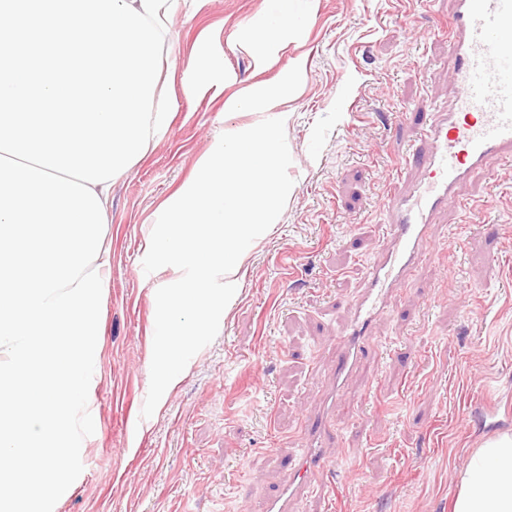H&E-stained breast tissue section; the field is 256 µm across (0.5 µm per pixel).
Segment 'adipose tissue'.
<instances>
[{
    "instance_id": "ef3b65f1",
    "label": "adipose tissue",
    "mask_w": 512,
    "mask_h": 512,
    "mask_svg": "<svg viewBox=\"0 0 512 512\" xmlns=\"http://www.w3.org/2000/svg\"><path fill=\"white\" fill-rule=\"evenodd\" d=\"M312 5L313 0H276L275 8L249 19L236 49L250 57L255 73L270 67L283 37L307 22ZM223 57V49L208 34H200L195 55L179 72L184 95L200 97L223 87L227 72L217 65ZM452 512H512V434L485 440L471 454L459 475Z\"/></svg>"
}]
</instances>
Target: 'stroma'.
Masks as SVG:
<instances>
[{
    "label": "stroma",
    "mask_w": 512,
    "mask_h": 512,
    "mask_svg": "<svg viewBox=\"0 0 512 512\" xmlns=\"http://www.w3.org/2000/svg\"><path fill=\"white\" fill-rule=\"evenodd\" d=\"M267 0H210L168 24L158 89L177 112L147 156L117 178L110 254L89 388L95 431L55 512H254L286 483L314 412L335 382L340 332L381 247L382 203L418 142V113L445 103L451 0H315L308 24L255 75L230 50ZM227 45L224 96L188 99L167 81L202 31ZM304 79L287 103L294 188L248 260L216 338L150 417L159 274L142 260L159 205L225 128V95ZM432 229L437 253L373 323L378 373L353 377L336 410L326 472H310L308 512H451L459 474L489 438L512 434V160L495 161Z\"/></svg>",
    "instance_id": "35a3bbf8"
}]
</instances>
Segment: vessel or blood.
I'll return each instance as SVG.
<instances>
[{"label": "vessel or blood", "mask_w": 512, "mask_h": 512, "mask_svg": "<svg viewBox=\"0 0 512 512\" xmlns=\"http://www.w3.org/2000/svg\"><path fill=\"white\" fill-rule=\"evenodd\" d=\"M448 17V61L457 94L423 114L421 146L409 151L411 176L387 198L392 222L385 250L370 264L358 313L343 336L336 382L344 384L368 366L366 339L398 285L431 249L428 228L435 214L460 201V190L490 161L512 158V0H454ZM331 442L326 422H312L301 467L263 512H302L307 474L325 467Z\"/></svg>", "instance_id": "1"}]
</instances>
